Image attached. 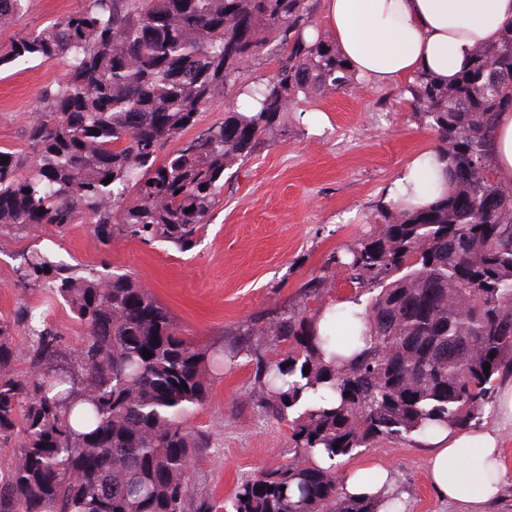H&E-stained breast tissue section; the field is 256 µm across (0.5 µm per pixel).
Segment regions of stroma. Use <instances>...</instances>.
Here are the masks:
<instances>
[{
    "instance_id": "obj_1",
    "label": "stroma",
    "mask_w": 512,
    "mask_h": 512,
    "mask_svg": "<svg viewBox=\"0 0 512 512\" xmlns=\"http://www.w3.org/2000/svg\"><path fill=\"white\" fill-rule=\"evenodd\" d=\"M77 0H31L25 16L0 28V46L20 32L62 17ZM61 60H21L0 71V148L26 153L23 131L37 113L42 86L62 81ZM435 140L415 122L395 87L368 83L304 104L285 132L224 180L223 200L197 245L181 253L160 244L113 241L100 250L90 220L60 230L45 224L26 236L0 238V317L23 298L13 272L28 248H48L87 269L135 273L200 346H232L247 320L298 298L324 258L370 226L375 203L412 158ZM252 367L225 363L205 405L188 423L208 442L192 464L195 497L221 502L239 483L285 452V424L252 409ZM392 469L406 512H456L428 478L421 440H383L343 468Z\"/></svg>"
}]
</instances>
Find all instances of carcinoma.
Returning <instances> with one entry per match:
<instances>
[{"instance_id": "1", "label": "carcinoma", "mask_w": 512, "mask_h": 512, "mask_svg": "<svg viewBox=\"0 0 512 512\" xmlns=\"http://www.w3.org/2000/svg\"><path fill=\"white\" fill-rule=\"evenodd\" d=\"M29 2L0 0V26ZM318 2L79 0L12 39L0 68L60 58L68 72L38 95L30 170L0 149V236L87 218L104 251L114 239L191 250L226 171L306 100L358 87L331 39L305 36L319 27ZM271 58V74L243 82ZM226 90L259 109L230 108L185 138ZM401 95L433 133L448 186L424 207L378 200L375 229L331 252L288 309L249 320L227 355L189 342L129 271H86L38 248L20 256L17 284L69 309L82 332L70 346L26 300L0 318V512H379L343 496L336 466L315 452L349 459L480 421L497 382L512 377V186L493 161L497 117L512 109V24L454 84L421 72ZM338 269L355 309L321 333ZM226 356L248 359L249 400L288 424L292 447L219 506L192 498L191 462L206 442L188 416Z\"/></svg>"}]
</instances>
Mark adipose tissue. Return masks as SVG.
Here are the masks:
<instances>
[{
  "mask_svg": "<svg viewBox=\"0 0 512 512\" xmlns=\"http://www.w3.org/2000/svg\"><path fill=\"white\" fill-rule=\"evenodd\" d=\"M326 29L356 77L399 86L421 72L454 83L476 48L494 44L512 23V0H322ZM431 151L412 159L390 191L392 200L421 206L426 186L439 180ZM427 463L436 495L483 512L498 500L505 480L497 433L434 429L426 436ZM340 488L351 498L380 501L395 490L392 470L365 465L345 471Z\"/></svg>",
  "mask_w": 512,
  "mask_h": 512,
  "instance_id": "1",
  "label": "adipose tissue"
}]
</instances>
